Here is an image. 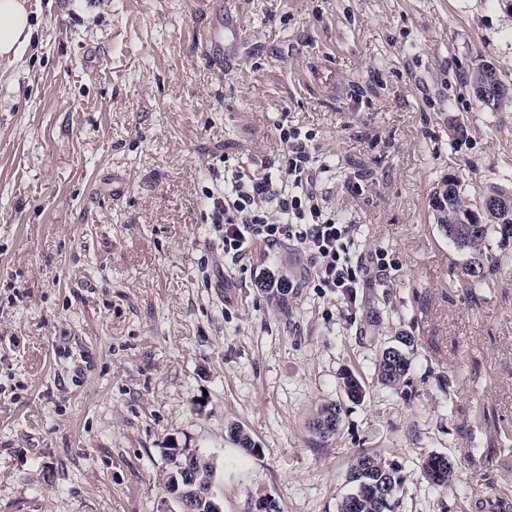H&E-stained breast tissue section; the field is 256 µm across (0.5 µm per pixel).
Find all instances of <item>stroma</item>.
Instances as JSON below:
<instances>
[{"label":"stroma","mask_w":512,"mask_h":512,"mask_svg":"<svg viewBox=\"0 0 512 512\" xmlns=\"http://www.w3.org/2000/svg\"><path fill=\"white\" fill-rule=\"evenodd\" d=\"M26 2L0 66V512H159L173 446L215 459L223 512H338L364 450L399 467L395 512L512 493V244L469 287L430 206L448 175L512 190V112L469 86L484 62L512 81V0ZM227 8L231 70L203 50ZM283 119L316 135L326 207L395 263L353 308L303 288L279 311L254 271L299 277L300 248L243 273L214 242L205 191L274 161ZM402 332L391 389L375 360ZM347 372L365 395L318 439ZM395 341L398 344L383 347L375 362V375L379 384L395 388L400 386L409 371V357L405 347L414 343V337L409 335L397 336ZM343 413L340 401L322 405L312 421V429L319 438H328L338 431ZM422 470L427 481L438 487L447 485L454 472L453 465L447 457L437 460L435 455L423 459Z\"/></svg>","instance_id":"obj_1"}]
</instances>
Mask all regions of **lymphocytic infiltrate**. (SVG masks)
Listing matches in <instances>:
<instances>
[{
    "mask_svg": "<svg viewBox=\"0 0 512 512\" xmlns=\"http://www.w3.org/2000/svg\"><path fill=\"white\" fill-rule=\"evenodd\" d=\"M276 130L284 149L281 161L260 175L225 166L223 190L206 191L218 244L225 258L244 268L256 249L298 246L310 265L306 287L355 306L371 274H388V253L361 250L356 225L325 210L320 182L326 168L315 160L314 133L284 120Z\"/></svg>",
    "mask_w": 512,
    "mask_h": 512,
    "instance_id": "1",
    "label": "lymphocytic infiltrate"
}]
</instances>
